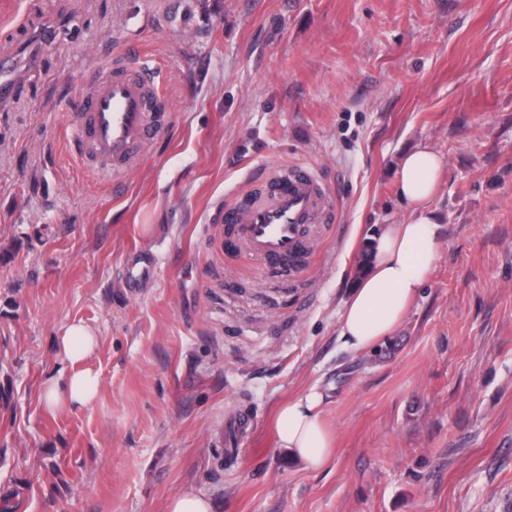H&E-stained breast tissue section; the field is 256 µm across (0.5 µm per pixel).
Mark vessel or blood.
Masks as SVG:
<instances>
[{
	"instance_id": "b4317fda",
	"label": "vessel or blood",
	"mask_w": 512,
	"mask_h": 512,
	"mask_svg": "<svg viewBox=\"0 0 512 512\" xmlns=\"http://www.w3.org/2000/svg\"><path fill=\"white\" fill-rule=\"evenodd\" d=\"M52 35L45 26L17 39L0 56V105L12 99L20 63L37 64ZM162 90L153 68L128 57L113 58L88 80L78 112L68 121L74 156L87 168L121 182L134 155L167 124ZM263 196L225 208L236 238L272 271L303 269L319 228L336 221V209L320 175L308 167L269 168L261 176Z\"/></svg>"
}]
</instances>
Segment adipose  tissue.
Masks as SVG:
<instances>
[{
    "instance_id": "adipose-tissue-1",
    "label": "adipose tissue",
    "mask_w": 512,
    "mask_h": 512,
    "mask_svg": "<svg viewBox=\"0 0 512 512\" xmlns=\"http://www.w3.org/2000/svg\"><path fill=\"white\" fill-rule=\"evenodd\" d=\"M443 166L442 157L425 145L401 159L397 189L410 216L373 237L354 281L338 324L340 340L353 352L374 351L393 336L428 280L442 244V226L429 203L439 191ZM98 344L95 331L81 322L70 323L58 336L64 361L43 384L49 409L83 407L96 398L100 375L88 361ZM322 402V394L311 390L281 404L274 417L278 447L309 470L322 468L333 452Z\"/></svg>"
}]
</instances>
